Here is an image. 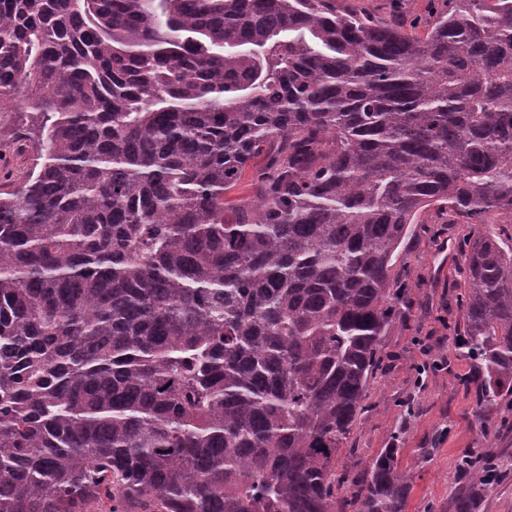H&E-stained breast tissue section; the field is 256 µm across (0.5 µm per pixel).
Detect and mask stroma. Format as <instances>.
Returning a JSON list of instances; mask_svg holds the SVG:
<instances>
[{
    "mask_svg": "<svg viewBox=\"0 0 512 512\" xmlns=\"http://www.w3.org/2000/svg\"><path fill=\"white\" fill-rule=\"evenodd\" d=\"M336 5L379 19L397 16L419 29L447 7L446 0H336ZM28 117L19 101L0 112V162L13 170L24 163L15 135ZM474 231L470 224L447 223L433 208L419 218L407 245L413 306L385 336L380 348L384 370L370 389L367 411L336 456V473L344 478L336 491V512H353L352 478L362 476L381 449L393 445L399 449L400 470L412 479L404 512H451L461 487L457 467L465 454L495 459L501 473L486 489L479 512H512V402L478 413L477 393L465 384L474 363L452 343L463 280L461 252ZM423 342L446 365L421 383L418 346Z\"/></svg>",
    "mask_w": 512,
    "mask_h": 512,
    "instance_id": "35a3bbf8",
    "label": "stroma"
}]
</instances>
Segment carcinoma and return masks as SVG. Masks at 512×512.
Returning a JSON list of instances; mask_svg holds the SVG:
<instances>
[{"instance_id": "1", "label": "carcinoma", "mask_w": 512, "mask_h": 512, "mask_svg": "<svg viewBox=\"0 0 512 512\" xmlns=\"http://www.w3.org/2000/svg\"><path fill=\"white\" fill-rule=\"evenodd\" d=\"M447 2L420 37L333 0H0V103L37 118L0 192V512H334L428 208L482 225L453 343L478 412L512 395V0ZM398 453L354 512H403Z\"/></svg>"}]
</instances>
